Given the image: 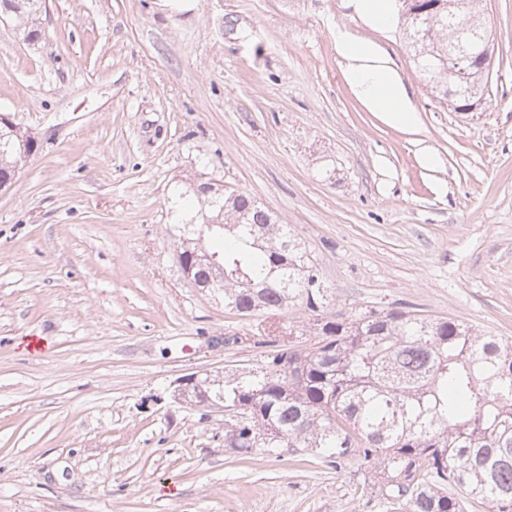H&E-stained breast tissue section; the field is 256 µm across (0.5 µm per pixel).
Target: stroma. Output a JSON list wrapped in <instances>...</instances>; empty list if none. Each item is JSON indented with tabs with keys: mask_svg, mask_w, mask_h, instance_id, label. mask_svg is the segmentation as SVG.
<instances>
[{
	"mask_svg": "<svg viewBox=\"0 0 512 512\" xmlns=\"http://www.w3.org/2000/svg\"><path fill=\"white\" fill-rule=\"evenodd\" d=\"M486 14L470 114L358 0H46L35 40L0 20V113L38 141L0 196V512H391L351 470L243 458L222 413L172 402L180 376L261 358L256 319L184 278L173 189L274 212L337 307L512 340V0ZM340 30L387 59L412 127L353 92Z\"/></svg>",
	"mask_w": 512,
	"mask_h": 512,
	"instance_id": "stroma-1",
	"label": "stroma"
}]
</instances>
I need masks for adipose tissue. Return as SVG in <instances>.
<instances>
[{"label":"adipose tissue","instance_id":"adipose-tissue-1","mask_svg":"<svg viewBox=\"0 0 512 512\" xmlns=\"http://www.w3.org/2000/svg\"><path fill=\"white\" fill-rule=\"evenodd\" d=\"M336 41L349 62L348 81L360 99L374 111L383 113L389 123L411 126L414 108L386 64L369 46L351 40L345 33H337Z\"/></svg>","mask_w":512,"mask_h":512}]
</instances>
